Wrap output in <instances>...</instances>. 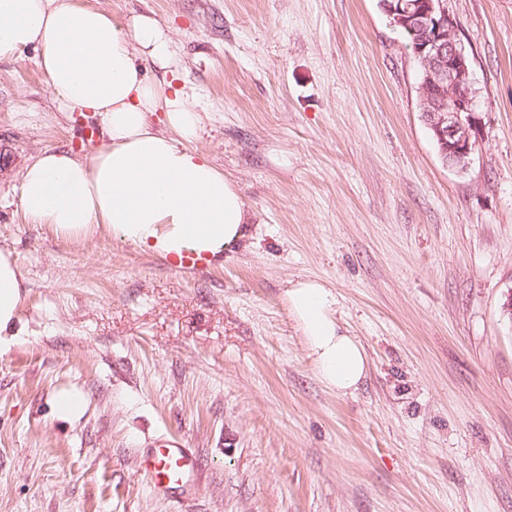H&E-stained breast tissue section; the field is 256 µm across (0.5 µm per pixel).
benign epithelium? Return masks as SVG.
<instances>
[{
  "mask_svg": "<svg viewBox=\"0 0 512 512\" xmlns=\"http://www.w3.org/2000/svg\"><path fill=\"white\" fill-rule=\"evenodd\" d=\"M390 25L407 36L422 68L418 85L422 116L442 162L468 167L483 132L470 80V58L458 38L460 21L442 0H382Z\"/></svg>",
  "mask_w": 512,
  "mask_h": 512,
  "instance_id": "obj_1",
  "label": "benign epithelium"
}]
</instances>
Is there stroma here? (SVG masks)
I'll return each instance as SVG.
<instances>
[{
  "mask_svg": "<svg viewBox=\"0 0 512 512\" xmlns=\"http://www.w3.org/2000/svg\"><path fill=\"white\" fill-rule=\"evenodd\" d=\"M172 40L249 236L196 269L35 224L24 167L93 153L37 52L0 59V248L25 287L0 350V512H512V0H444L483 136L443 164L379 0H87ZM319 280L368 355L339 396L286 292ZM81 409L64 419L59 396ZM163 439L202 469L152 491Z\"/></svg>",
  "mask_w": 512,
  "mask_h": 512,
  "instance_id": "1",
  "label": "stroma"
}]
</instances>
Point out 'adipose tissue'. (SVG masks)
<instances>
[{"mask_svg":"<svg viewBox=\"0 0 512 512\" xmlns=\"http://www.w3.org/2000/svg\"><path fill=\"white\" fill-rule=\"evenodd\" d=\"M35 48L62 111L94 118L101 142L91 160L48 150L20 174V203L32 223L65 238L102 227L143 251L209 262L237 248L250 221L244 200L213 162L192 149L203 119L177 80L172 41L147 16L120 24L75 0H0V59ZM163 112V127L151 117ZM23 277L0 250V339L14 335ZM291 310L324 385L345 396L367 376L362 343L336 317V297L317 280L295 282Z\"/></svg>","mask_w":512,"mask_h":512,"instance_id":"obj_1","label":"adipose tissue"}]
</instances>
